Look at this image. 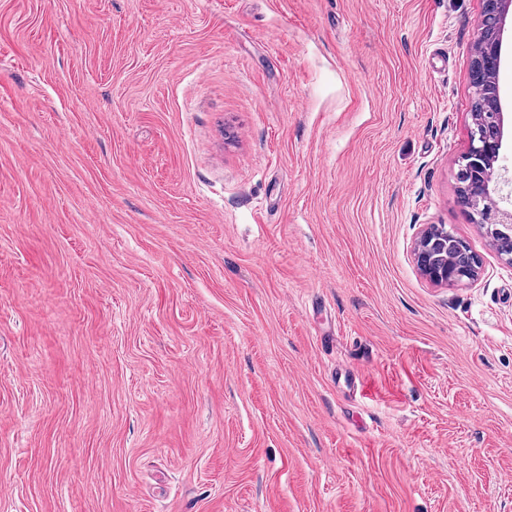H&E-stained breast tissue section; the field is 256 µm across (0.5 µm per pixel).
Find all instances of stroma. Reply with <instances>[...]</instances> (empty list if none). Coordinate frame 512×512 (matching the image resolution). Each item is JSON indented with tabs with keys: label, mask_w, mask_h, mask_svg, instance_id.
<instances>
[{
	"label": "stroma",
	"mask_w": 512,
	"mask_h": 512,
	"mask_svg": "<svg viewBox=\"0 0 512 512\" xmlns=\"http://www.w3.org/2000/svg\"><path fill=\"white\" fill-rule=\"evenodd\" d=\"M483 13L0 0V512H512ZM501 137L495 140L481 141L476 135V120L469 131V148L462 156L458 178H462L463 173L477 178L480 185L481 207L476 205V216L474 220L484 230L485 234L493 238L501 229L496 224H504L511 231L512 223V172L508 176V169L504 167L503 174L497 180L492 177L495 164L500 160L502 150V141L504 137V113L500 103L499 112H495ZM510 185V193L505 195L503 191ZM499 197V201L495 200V196ZM510 201V202H509ZM510 204V207L502 205ZM502 203V204H501ZM442 228L445 227L430 226L422 233L414 252L419 270L430 281L441 284L461 283L464 280L474 279L477 274V269L479 268L478 258H475L474 261L466 260L469 265L462 264L457 260H453L451 263H448V260H446L442 267H434L430 264V261L427 259L424 251V243L428 240L434 230H441Z\"/></svg>",
	"instance_id": "35a3bbf8"
}]
</instances>
